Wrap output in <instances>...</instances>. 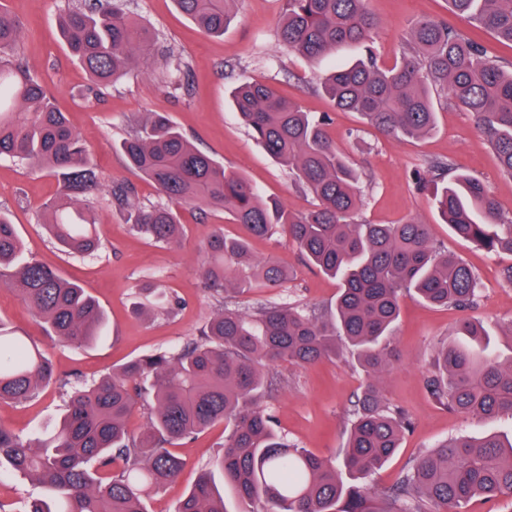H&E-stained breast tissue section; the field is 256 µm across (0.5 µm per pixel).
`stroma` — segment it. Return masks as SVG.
<instances>
[{
  "mask_svg": "<svg viewBox=\"0 0 512 512\" xmlns=\"http://www.w3.org/2000/svg\"><path fill=\"white\" fill-rule=\"evenodd\" d=\"M66 0H0V10L19 19L24 29L17 55L54 96L73 129L90 152L103 184H133L143 201H158L151 183L125 164L118 146L145 112L165 114L202 151L223 162L226 169L246 176L264 195H275L297 211L311 209L314 198L299 189L253 139L231 103L232 90L253 78L274 86L306 111L327 114L329 133L337 149L361 175L362 217L375 224H396L414 218L431 227L435 239L449 253L478 274L481 292L472 309L437 308L403 296L392 345L399 352L383 382L387 402L401 408L411 426L397 454L378 474L374 487L392 485L406 463L446 438L488 431L512 430L504 419L492 421L448 411L428 391L426 378L432 358L443 344L453 342L457 324L465 318L484 321L492 334L491 346L501 356L512 355V283L503 277L512 266V253L487 252L457 239L442 224L433 206V192L441 183L427 168L433 160H450L454 171L482 177L505 214L512 215V175L501 173L495 155L471 116L451 106L440 107L432 133L408 141L387 139L366 126L353 112L336 110L324 95V73L361 55L359 46L341 48L336 55L313 63L290 53L276 39L283 0H239L223 36L211 37L176 7L174 0H129L128 8L156 35L152 55L135 67L99 100L83 102L78 93L89 74L73 60L62 42L56 16ZM379 26L374 48L381 64H392L401 53L400 36L409 20L429 17L460 29L463 21L451 13L448 0H369ZM179 72L181 89L165 86L163 79ZM64 183L60 170L33 169L0 159V208L10 211L33 258L96 297L107 319V331L93 346L78 350L43 335L33 312L19 294L0 286V321L14 335L44 350L61 378L92 381L113 365L135 356L178 348L196 339L217 301L199 277L201 245L216 229L239 235L241 225L220 212L181 208L185 235L179 247L157 245L130 229L127 215L107 205L98 210L99 234L105 248L98 255L74 257L59 251L36 222L38 209L58 194ZM251 253L274 258L294 269V277L280 287L255 286L226 296L227 304L250 309L257 302H289L308 309H330L338 284L311 270L297 247L283 236L254 239ZM174 293L180 308L171 314L135 317L144 282ZM278 381L263 406L279 431L299 447L337 456L352 405L365 382L362 369L351 360L323 361L311 367L286 362L270 366ZM64 405L55 384L40 396L20 405H0V424L29 440L50 433ZM224 447V427L216 425L198 438L176 448L185 463L181 477L147 501L150 512H173L176 503L201 468Z\"/></svg>",
  "mask_w": 512,
  "mask_h": 512,
  "instance_id": "1",
  "label": "stroma"
}]
</instances>
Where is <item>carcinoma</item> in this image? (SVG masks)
I'll use <instances>...</instances> for the list:
<instances>
[{
  "mask_svg": "<svg viewBox=\"0 0 512 512\" xmlns=\"http://www.w3.org/2000/svg\"><path fill=\"white\" fill-rule=\"evenodd\" d=\"M205 34L221 36L237 0H174ZM367 0H285L279 42L308 59L332 56L347 44L366 55L323 82L336 108L395 139H417L435 128V97L471 113L502 172L512 175V69L487 56L480 44L443 21L417 18L402 36L400 58L379 64L371 49L378 22ZM469 24L512 43V0H448ZM58 25L71 55L88 71L90 101L123 77L134 58L154 49L148 27L124 0H95L69 7ZM21 24L0 10V157L34 168L61 169L65 181L36 220L49 238L74 257L99 252L96 205L128 214L134 232L175 246L182 234L177 209L221 210L260 238L288 235L312 269L337 280L326 314L288 303H262L250 311L222 298L257 281L275 287L290 280L277 261L256 259L246 240L222 231L204 242L200 265L205 288L220 298L197 339L171 352L143 354L89 383H60L64 412L53 433L35 443L0 425V472L34 480L45 491L26 512H148L147 491L176 479L183 461L174 447L222 424L224 450L210 461L175 512H227L217 478L235 491L248 512H463L475 497L512 499V436L447 438L413 458L396 482L370 491L366 479L401 447L410 423L382 401L380 376L394 354L390 338L400 299L411 295L440 307H473L480 281L460 258L438 245L430 225L359 221V174L330 142L328 116H315L257 80L233 95L239 118L299 188L317 200L295 212L265 198L242 175L199 150L168 118L151 112L137 120L120 145L126 164L150 180L166 202L145 205L129 183L102 187L96 168L65 113L29 67L15 60ZM452 233L489 251L512 252V216L503 214L485 182L460 173L433 195ZM0 285L15 286L41 320L47 336L74 348L102 332L96 300L58 271L25 257L24 243L0 211ZM155 297L138 314L174 312L177 297L145 283ZM458 340L437 351L426 379L449 410L512 422V359L488 348L479 320L456 327ZM352 358L366 374L349 414L341 461L291 444L259 404L273 387L264 371L271 361L306 366ZM54 381L47 354L0 326V402L35 399ZM149 416L133 433L128 417L135 399Z\"/></svg>",
  "mask_w": 512,
  "mask_h": 512,
  "instance_id": "1",
  "label": "carcinoma"
}]
</instances>
